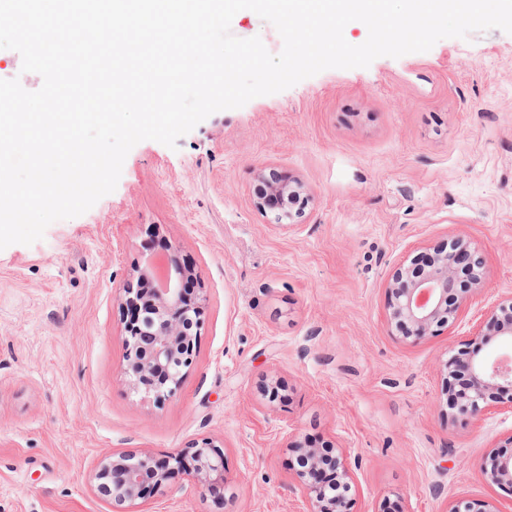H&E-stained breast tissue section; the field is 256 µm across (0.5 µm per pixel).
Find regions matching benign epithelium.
Wrapping results in <instances>:
<instances>
[{
    "label": "benign epithelium",
    "mask_w": 512,
    "mask_h": 512,
    "mask_svg": "<svg viewBox=\"0 0 512 512\" xmlns=\"http://www.w3.org/2000/svg\"><path fill=\"white\" fill-rule=\"evenodd\" d=\"M267 196L259 197L257 208L274 212L277 224H293L304 214L309 193L300 180L276 172L259 170ZM426 262L413 260L392 276L391 319L406 327L408 336L420 340L435 329L452 323L470 296L478 290L485 274V263L471 244L457 239L450 248L437 247L422 255ZM191 271L169 269L161 287L145 294L132 286L124 289L126 308L124 360L125 373L133 391L163 402L175 395L183 371L192 365L196 329L200 326L203 295L185 288ZM474 341L512 343V301L479 330ZM512 355L494 359L481 357L474 350L463 356L452 355L446 367L448 406L455 413L475 417L494 403L512 404ZM288 447L305 458L309 467L294 472L310 512H352L350 463L334 447H317L292 441ZM186 474L206 489L224 482V451L211 440L166 456L152 453H120L104 458L94 478L98 492L112 505H132L144 501L156 488L175 474ZM489 482L512 495V453H493L486 469Z\"/></svg>",
    "instance_id": "benign-epithelium-1"
}]
</instances>
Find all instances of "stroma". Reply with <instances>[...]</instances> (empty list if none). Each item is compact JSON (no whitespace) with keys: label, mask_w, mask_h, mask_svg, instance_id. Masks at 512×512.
Returning a JSON list of instances; mask_svg holds the SVG:
<instances>
[{"label":"stroma","mask_w":512,"mask_h":512,"mask_svg":"<svg viewBox=\"0 0 512 512\" xmlns=\"http://www.w3.org/2000/svg\"><path fill=\"white\" fill-rule=\"evenodd\" d=\"M266 167L312 199L280 226ZM469 240L481 288L434 335L390 319L394 272ZM205 296L192 365L164 402L124 373L123 289L156 246ZM512 299V34L327 69L128 153L115 190L41 240L0 250V512H112L95 468L116 452L224 448V491L182 477L131 512H308L287 448L355 462L354 512H448L512 497L488 483L512 409L449 415L445 364ZM284 397L269 403L264 382Z\"/></svg>","instance_id":"35a3bbf8"}]
</instances>
